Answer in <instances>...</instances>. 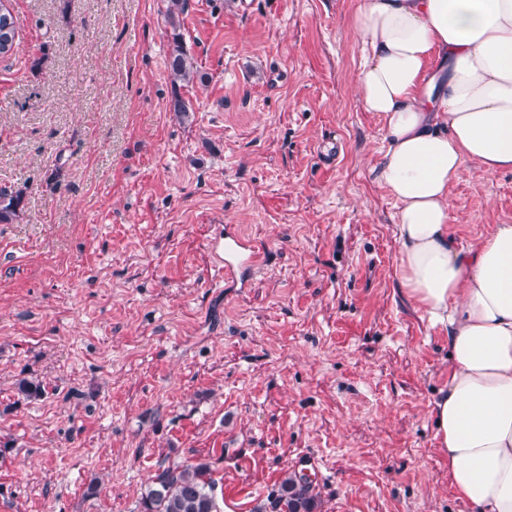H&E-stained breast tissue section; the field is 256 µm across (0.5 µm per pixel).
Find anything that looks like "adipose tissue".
<instances>
[{
	"mask_svg": "<svg viewBox=\"0 0 512 512\" xmlns=\"http://www.w3.org/2000/svg\"><path fill=\"white\" fill-rule=\"evenodd\" d=\"M355 90L385 124L374 165L395 200L401 293L448 333L434 400L448 485L512 512V224L457 246L450 192L467 162L512 171V0H359Z\"/></svg>",
	"mask_w": 512,
	"mask_h": 512,
	"instance_id": "ef3b65f1",
	"label": "adipose tissue"
}]
</instances>
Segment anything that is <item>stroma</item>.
<instances>
[{
  "label": "stroma",
  "instance_id": "1",
  "mask_svg": "<svg viewBox=\"0 0 512 512\" xmlns=\"http://www.w3.org/2000/svg\"><path fill=\"white\" fill-rule=\"evenodd\" d=\"M188 4L209 80L177 90L167 0H9L0 512H139L159 468L200 461L220 512L293 471L317 512H470L431 416L448 335L399 290L384 123L353 91L355 0ZM450 204L477 244L512 224V172L468 164ZM228 224L262 253L244 288L210 249ZM23 194L21 191L0 189V223L17 220L22 212Z\"/></svg>",
  "mask_w": 512,
  "mask_h": 512
}]
</instances>
